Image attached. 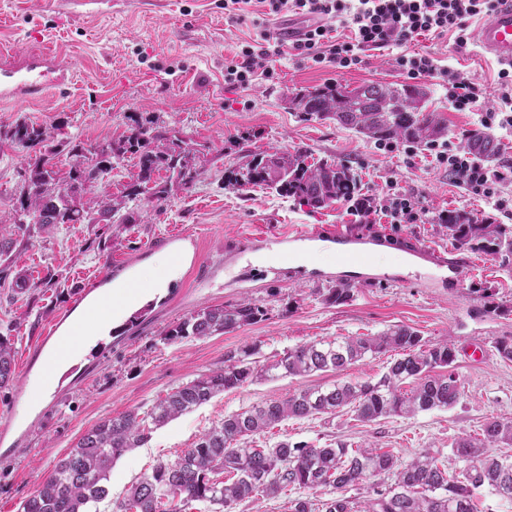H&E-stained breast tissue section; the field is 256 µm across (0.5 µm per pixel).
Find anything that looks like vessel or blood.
<instances>
[{"instance_id":"obj_1","label":"vessel or blood","mask_w":512,"mask_h":512,"mask_svg":"<svg viewBox=\"0 0 512 512\" xmlns=\"http://www.w3.org/2000/svg\"><path fill=\"white\" fill-rule=\"evenodd\" d=\"M481 51L501 64L512 65V0H505L487 15L478 31ZM73 75L70 65L52 49L26 55L0 56V101H33L42 97L48 87L64 83ZM336 246V262L341 266L366 264L367 255L352 247L350 240L330 235Z\"/></svg>"}]
</instances>
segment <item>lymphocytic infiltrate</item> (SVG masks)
<instances>
[{
    "mask_svg": "<svg viewBox=\"0 0 512 512\" xmlns=\"http://www.w3.org/2000/svg\"><path fill=\"white\" fill-rule=\"evenodd\" d=\"M270 14L294 13L310 18L303 37L294 48L318 64L330 63L345 68L360 63L366 50H381L413 38L455 33L457 45L467 43L465 31L470 18L488 14L503 0H260ZM352 24L353 38L329 40L327 21ZM269 31H261L258 40L245 43L224 67V82L232 87L249 85L260 71L266 70L272 54ZM398 64L410 77L442 73L448 82V98L455 110H471L476 95L471 83L452 71H439L427 54H405ZM439 163L448 167V175L458 187L480 195L493 209L512 216V203L502 194L505 184H512V165L490 167L481 164L464 149H442L436 152ZM365 215L366 227H373V215L382 213L395 224H418L422 212L406 195L388 190L381 203L363 199L358 204Z\"/></svg>",
    "mask_w": 512,
    "mask_h": 512,
    "instance_id": "obj_1",
    "label": "lymphocytic infiltrate"
}]
</instances>
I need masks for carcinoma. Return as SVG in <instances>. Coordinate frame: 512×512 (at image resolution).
<instances>
[{
  "label": "carcinoma",
  "mask_w": 512,
  "mask_h": 512,
  "mask_svg": "<svg viewBox=\"0 0 512 512\" xmlns=\"http://www.w3.org/2000/svg\"><path fill=\"white\" fill-rule=\"evenodd\" d=\"M426 93L416 85L379 84L348 88L325 84L297 92L301 114L308 120H334L375 143L406 142L428 145L443 137L446 126L435 112L411 110L408 101ZM68 122L49 127L18 122L0 131V142L22 150V183L15 192L13 227L0 219V261L13 252V230L48 233L57 224H138L141 212L129 203L147 199L163 207L173 187L192 186L200 177L201 151L181 132L158 118L129 116L127 130L118 138L95 147L86 156V143L66 132ZM465 148L477 159L493 161L501 152L496 138L476 130ZM75 158L67 170L56 158ZM136 160V171L114 196L101 180L114 169V161ZM165 172L167 180L158 181ZM100 183L95 207L83 205V194ZM229 183L243 188L263 187L292 197L313 209H323L359 191L356 175L334 160L308 162L306 152H250ZM457 248L512 260V227L453 210L442 219ZM263 307L248 298L235 305L205 307L167 332L168 339L222 335L263 319ZM399 353L378 379L336 383L300 389L279 400L257 403L204 431L193 446L174 460L160 462L137 479L126 495L112 502L111 512H186L194 502H206L232 512L234 505L255 496L276 498L292 489L331 487L339 496L317 504L307 498L288 500V512H476L479 490L512 500V459L492 448L512 446V417H492L482 437H462L452 454L458 472L424 449L404 464L390 452L369 446L351 448L338 441L325 446L281 440L260 448L254 437L287 419H304L347 410L356 420L370 423L390 416L448 410L463 394V382L454 370L452 344L426 345L408 327L376 336L304 343L288 349L270 363L249 360V348L229 351L224 367L175 388L148 411L134 409L101 420L86 430L48 473L38 475L35 492L22 501L20 512H89L110 495L107 485L114 463L125 453L142 447L153 430L208 403L226 390L280 376L307 377L316 372L339 371L366 355ZM15 354L0 338V388L14 382ZM409 384L410 389L403 388ZM395 471L394 485L372 487L374 497L355 507L342 495L347 488L383 473Z\"/></svg>",
  "instance_id": "carcinoma-1"
}]
</instances>
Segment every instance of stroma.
Instances as JSON below:
<instances>
[{"label":"stroma","instance_id":"35a3bbf8","mask_svg":"<svg viewBox=\"0 0 512 512\" xmlns=\"http://www.w3.org/2000/svg\"><path fill=\"white\" fill-rule=\"evenodd\" d=\"M261 12L256 4L244 20H232L224 15V0H0V51L33 50L30 34L37 30L44 45L76 66L70 85L50 89L40 100L0 103V129L19 121L48 126L63 118L72 136L98 145L122 135L128 115L140 112L175 126L202 147L196 183L171 191L163 211L145 214L141 223L118 231L59 224L48 234L19 235L11 268L0 280V336L13 345L17 374L0 389V512H18L36 488L37 473L50 470L100 420L147 411L179 385L223 368L225 353L243 347L266 363L303 343L408 326L426 343L454 344L455 370L464 384L460 401L449 410L372 423L343 412L288 419L257 436L261 446L284 439L344 441L392 452L405 462L425 448L450 456L455 441L481 435L488 418L512 417V362L494 346L496 339L512 336V266L457 249L439 221L442 212L455 209L498 224L504 216L484 198L454 186L429 147L410 154L401 144L390 150L336 122L302 120L291 102L295 92L326 83H408L397 58L427 53L438 68L458 73L478 90L473 110L459 112L440 76L414 80L427 91V110L439 113L447 127L444 143L463 147L479 129L482 113L498 104L501 66L480 53L478 19L468 22L465 46L451 35L420 37L362 52L361 63L346 69L303 59L287 41L270 59V77L228 86L224 64L242 42L261 29L276 36L301 22L297 16L261 22ZM298 149L314 160L333 158L351 166L363 198H383L388 180H395L424 209L422 222L392 224L384 218L372 230L358 229L351 200L316 210L227 182L247 152ZM298 231H332L362 241L365 252L394 249L405 260L359 269L331 259L290 270L272 265L269 255L289 249L288 237ZM426 248L444 253L455 269L434 267L422 255ZM160 254L181 270L166 295L114 328L43 403L28 408L27 383L53 347L49 333L63 330L89 297ZM49 274L55 287H40ZM18 276L27 287H16ZM341 280L353 285L350 299L328 302L330 288ZM246 297L265 307L262 321L219 336L168 341L167 331L192 313ZM394 357L391 351L369 355L339 372L263 380L216 396L121 457L108 481L111 498L98 504V512H111L112 501L123 498L137 477L191 447L225 415L304 387L379 378Z\"/></svg>","mask_w":512,"mask_h":512}]
</instances>
